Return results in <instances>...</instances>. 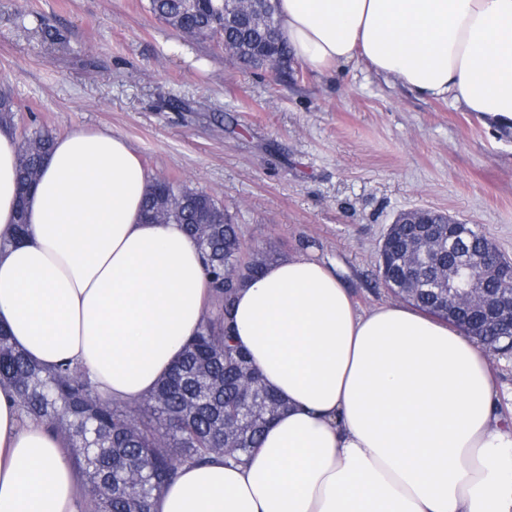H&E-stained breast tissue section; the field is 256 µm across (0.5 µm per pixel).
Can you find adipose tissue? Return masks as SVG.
<instances>
[{
	"instance_id": "adipose-tissue-1",
	"label": "adipose tissue",
	"mask_w": 512,
	"mask_h": 512,
	"mask_svg": "<svg viewBox=\"0 0 512 512\" xmlns=\"http://www.w3.org/2000/svg\"><path fill=\"white\" fill-rule=\"evenodd\" d=\"M313 71L354 61L417 95L512 126V0H279ZM18 141L0 126V324L29 358L82 366L139 402L199 329L195 243L143 221L152 181L109 131L55 136L16 228ZM238 344L288 409L243 463L185 466L152 512H512V426L488 350L403 303L359 310L339 269L305 255L236 297ZM63 443L0 386V512H77Z\"/></svg>"
}]
</instances>
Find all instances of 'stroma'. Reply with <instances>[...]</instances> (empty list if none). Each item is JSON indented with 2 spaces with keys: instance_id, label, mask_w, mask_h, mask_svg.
<instances>
[{
  "instance_id": "35a3bbf8",
  "label": "stroma",
  "mask_w": 512,
  "mask_h": 512,
  "mask_svg": "<svg viewBox=\"0 0 512 512\" xmlns=\"http://www.w3.org/2000/svg\"><path fill=\"white\" fill-rule=\"evenodd\" d=\"M0 90L28 127L123 136L152 176L221 199L248 247L337 266L362 309L394 299L376 260L400 212L480 225L512 258V132L361 62L254 69L147 0H0Z\"/></svg>"
}]
</instances>
